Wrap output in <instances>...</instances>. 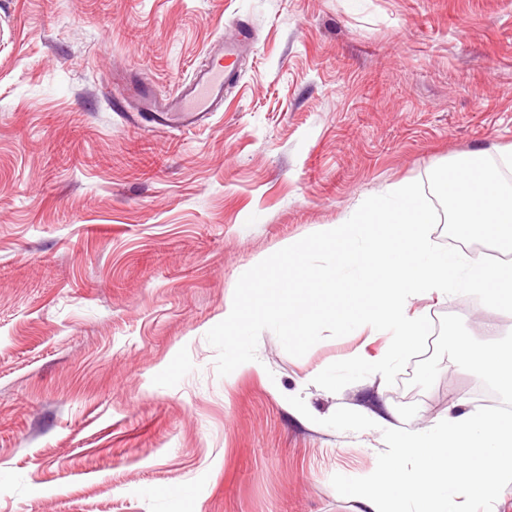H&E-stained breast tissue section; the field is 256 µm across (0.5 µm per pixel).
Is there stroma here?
<instances>
[{
  "instance_id": "stroma-1",
  "label": "stroma",
  "mask_w": 512,
  "mask_h": 512,
  "mask_svg": "<svg viewBox=\"0 0 512 512\" xmlns=\"http://www.w3.org/2000/svg\"><path fill=\"white\" fill-rule=\"evenodd\" d=\"M247 27L222 112L187 130L129 125L130 83L174 91ZM512 146V0H0V512H371L333 475L371 474L381 430L480 400L443 359L429 390L329 364L374 354L327 337L274 376L225 381L207 332L239 277L368 197L420 181L454 232L436 169H496ZM476 339L512 314L468 295L413 303ZM302 397L307 422L288 409Z\"/></svg>"
}]
</instances>
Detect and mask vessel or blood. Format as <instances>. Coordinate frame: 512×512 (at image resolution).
Segmentation results:
<instances>
[{"instance_id": "obj_1", "label": "vessel or blood", "mask_w": 512, "mask_h": 512, "mask_svg": "<svg viewBox=\"0 0 512 512\" xmlns=\"http://www.w3.org/2000/svg\"><path fill=\"white\" fill-rule=\"evenodd\" d=\"M240 52L236 42L219 44L206 63L172 94L156 95L148 88L137 91L141 110L162 129L188 130L200 125L224 102L226 71Z\"/></svg>"}]
</instances>
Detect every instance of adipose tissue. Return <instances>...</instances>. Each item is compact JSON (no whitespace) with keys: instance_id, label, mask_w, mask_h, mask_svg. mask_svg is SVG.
Returning <instances> with one entry per match:
<instances>
[{"instance_id":"adipose-tissue-1","label":"adipose tissue","mask_w":512,"mask_h":512,"mask_svg":"<svg viewBox=\"0 0 512 512\" xmlns=\"http://www.w3.org/2000/svg\"><path fill=\"white\" fill-rule=\"evenodd\" d=\"M460 172L457 165L437 172L448 191L455 234L466 238L478 231L493 246L512 247V187L488 169L465 178Z\"/></svg>"}]
</instances>
